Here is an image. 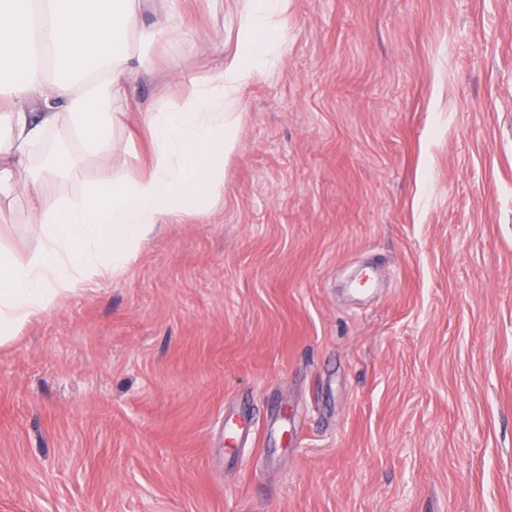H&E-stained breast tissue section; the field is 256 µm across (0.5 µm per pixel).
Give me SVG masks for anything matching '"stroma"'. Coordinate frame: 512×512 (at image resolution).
Here are the masks:
<instances>
[{
	"label": "stroma",
	"mask_w": 512,
	"mask_h": 512,
	"mask_svg": "<svg viewBox=\"0 0 512 512\" xmlns=\"http://www.w3.org/2000/svg\"><path fill=\"white\" fill-rule=\"evenodd\" d=\"M241 7L189 0L134 101L219 70ZM286 27L206 219L0 344V512H512V0H292ZM253 434L252 418L245 410L234 409L224 413V439L229 448L245 445Z\"/></svg>",
	"instance_id": "stroma-1"
}]
</instances>
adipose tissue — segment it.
Masks as SVG:
<instances>
[{
    "mask_svg": "<svg viewBox=\"0 0 512 512\" xmlns=\"http://www.w3.org/2000/svg\"><path fill=\"white\" fill-rule=\"evenodd\" d=\"M0 0V77L19 74L0 94V199L23 196L41 246L0 249V341L56 306L85 282L121 271L159 224L203 218L224 194V166L238 150L244 91L285 52L291 0H243L235 55L216 73L179 78L183 91L167 111L135 110L133 76L152 63L130 47L189 33L187 0ZM150 135L143 164L117 161L115 139L131 117ZM74 135V152L111 169L110 180L53 203L51 178L34 174L36 148L54 131Z\"/></svg>",
    "mask_w": 512,
    "mask_h": 512,
    "instance_id": "ef3b65f1",
    "label": "adipose tissue"
}]
</instances>
